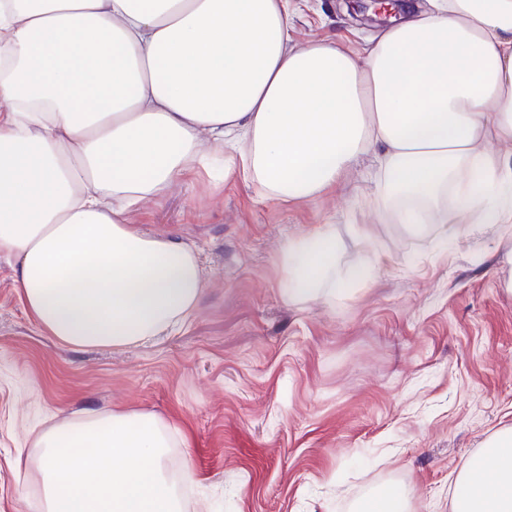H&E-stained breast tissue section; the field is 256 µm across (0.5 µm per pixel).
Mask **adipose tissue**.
Returning <instances> with one entry per match:
<instances>
[{
  "instance_id": "obj_1",
  "label": "adipose tissue",
  "mask_w": 512,
  "mask_h": 512,
  "mask_svg": "<svg viewBox=\"0 0 512 512\" xmlns=\"http://www.w3.org/2000/svg\"><path fill=\"white\" fill-rule=\"evenodd\" d=\"M289 0H0V256L36 322L73 347L127 346L197 311L196 250L133 217L221 164L265 200L318 199L373 153L381 223L460 235L512 223V0H421L361 48L291 46ZM332 225L288 238L278 290L335 303ZM156 415L87 411L34 432L39 512H182ZM451 512H512V429L459 469Z\"/></svg>"
}]
</instances>
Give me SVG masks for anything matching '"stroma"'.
<instances>
[{"label":"stroma","instance_id":"stroma-1","mask_svg":"<svg viewBox=\"0 0 512 512\" xmlns=\"http://www.w3.org/2000/svg\"><path fill=\"white\" fill-rule=\"evenodd\" d=\"M294 45L375 36L345 0H291ZM363 156L336 190L261 200L216 173L179 181L135 215L194 244L209 281L179 330L123 348H76L43 331L0 259V512H35L30 431L86 409L151 412L176 428L196 485L184 512H353L385 485L412 512H450L462 463L512 428V236L469 225L446 241L380 223L359 207ZM318 223L356 226L343 265L377 254L379 273L329 304L293 306L275 255Z\"/></svg>","mask_w":512,"mask_h":512}]
</instances>
